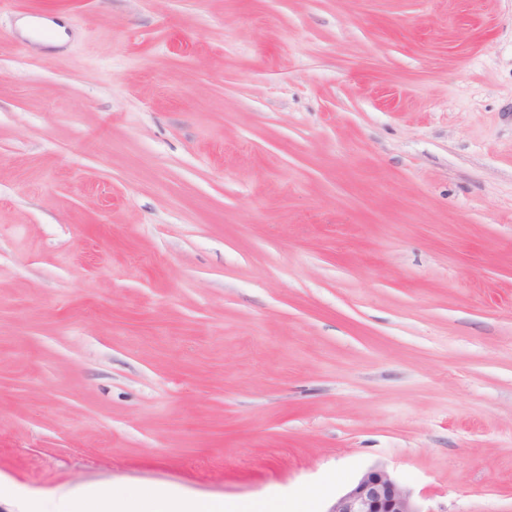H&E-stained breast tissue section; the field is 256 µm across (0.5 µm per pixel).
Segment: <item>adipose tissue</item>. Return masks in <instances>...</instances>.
<instances>
[{
	"mask_svg": "<svg viewBox=\"0 0 512 512\" xmlns=\"http://www.w3.org/2000/svg\"><path fill=\"white\" fill-rule=\"evenodd\" d=\"M26 512H277L278 500L247 502L206 500L190 496L170 495L157 487H145L135 493L119 488L74 487L57 490L48 499L34 495L23 497Z\"/></svg>",
	"mask_w": 512,
	"mask_h": 512,
	"instance_id": "ef3b65f1",
	"label": "adipose tissue"
}]
</instances>
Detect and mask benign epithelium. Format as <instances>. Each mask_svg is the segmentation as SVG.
<instances>
[{
	"label": "benign epithelium",
	"instance_id": "1",
	"mask_svg": "<svg viewBox=\"0 0 512 512\" xmlns=\"http://www.w3.org/2000/svg\"><path fill=\"white\" fill-rule=\"evenodd\" d=\"M326 512H422L412 493L382 467L364 472L355 486L332 500Z\"/></svg>",
	"mask_w": 512,
	"mask_h": 512
}]
</instances>
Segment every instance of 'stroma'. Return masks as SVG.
I'll return each mask as SVG.
<instances>
[{
	"label": "stroma",
	"instance_id": "stroma-1",
	"mask_svg": "<svg viewBox=\"0 0 512 512\" xmlns=\"http://www.w3.org/2000/svg\"><path fill=\"white\" fill-rule=\"evenodd\" d=\"M373 467L512 512V0H0V475Z\"/></svg>",
	"mask_w": 512,
	"mask_h": 512
}]
</instances>
